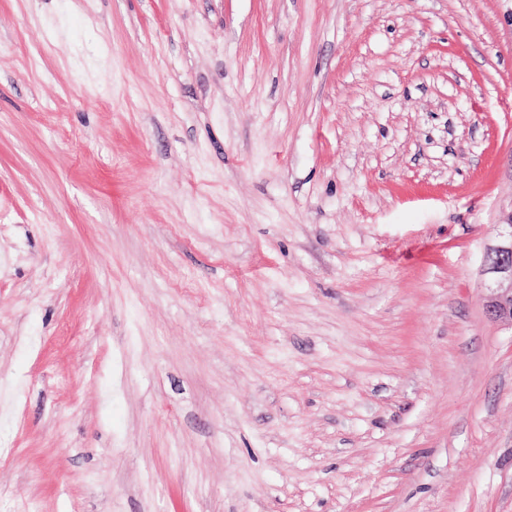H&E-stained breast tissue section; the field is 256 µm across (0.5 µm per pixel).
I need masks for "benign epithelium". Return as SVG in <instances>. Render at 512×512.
Returning a JSON list of instances; mask_svg holds the SVG:
<instances>
[{
	"instance_id": "1",
	"label": "benign epithelium",
	"mask_w": 512,
	"mask_h": 512,
	"mask_svg": "<svg viewBox=\"0 0 512 512\" xmlns=\"http://www.w3.org/2000/svg\"><path fill=\"white\" fill-rule=\"evenodd\" d=\"M497 241L487 247L483 274L492 278L495 287L485 295L487 317L512 328V218L496 225Z\"/></svg>"
}]
</instances>
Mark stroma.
Instances as JSON below:
<instances>
[{"label": "stroma", "mask_w": 512, "mask_h": 512, "mask_svg": "<svg viewBox=\"0 0 512 512\" xmlns=\"http://www.w3.org/2000/svg\"><path fill=\"white\" fill-rule=\"evenodd\" d=\"M512 0H0V512H512ZM497 241L487 247L483 274L489 275L494 288H488L484 309L487 317L512 329V216L497 224Z\"/></svg>", "instance_id": "35a3bbf8"}]
</instances>
